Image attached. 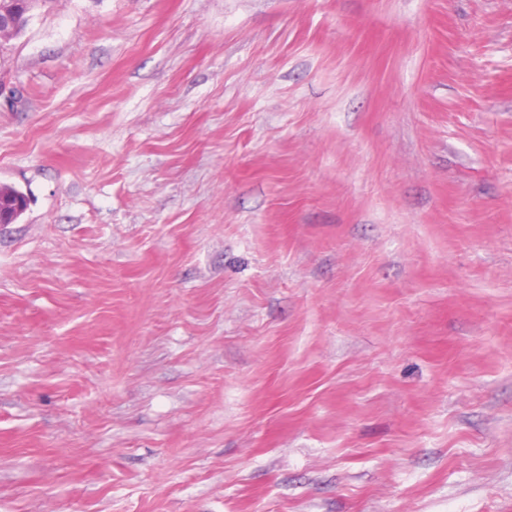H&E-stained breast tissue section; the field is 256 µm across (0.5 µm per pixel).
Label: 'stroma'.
I'll use <instances>...</instances> for the list:
<instances>
[{
  "mask_svg": "<svg viewBox=\"0 0 512 512\" xmlns=\"http://www.w3.org/2000/svg\"><path fill=\"white\" fill-rule=\"evenodd\" d=\"M0 183V512H512V0H43Z\"/></svg>",
  "mask_w": 512,
  "mask_h": 512,
  "instance_id": "stroma-1",
  "label": "stroma"
}]
</instances>
